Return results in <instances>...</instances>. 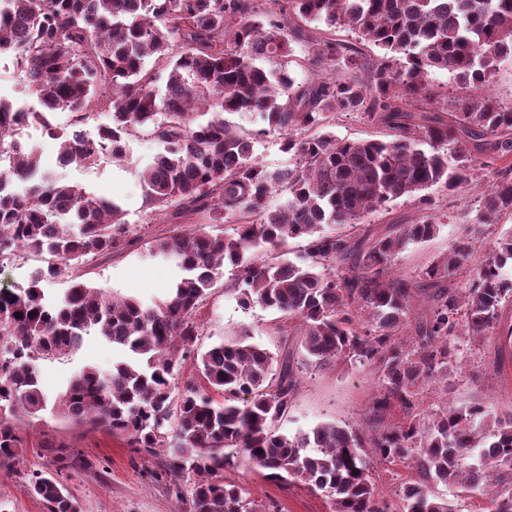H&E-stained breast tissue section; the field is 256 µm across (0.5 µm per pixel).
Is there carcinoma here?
Returning a JSON list of instances; mask_svg holds the SVG:
<instances>
[{
  "label": "carcinoma",
  "mask_w": 512,
  "mask_h": 512,
  "mask_svg": "<svg viewBox=\"0 0 512 512\" xmlns=\"http://www.w3.org/2000/svg\"><path fill=\"white\" fill-rule=\"evenodd\" d=\"M294 17L349 31L355 42L316 36L290 24ZM295 42L325 74L295 81ZM361 43L381 54L365 55ZM507 56L512 0H266L263 9L255 0H0V58L20 68L39 104L27 110L0 97V159L8 162L0 169V253L54 258L27 285L0 291V467L14 464L21 445L16 417L35 419L50 407L123 434L133 448L164 449V471L191 481L187 498L173 488L187 512H263L244 486L220 475L238 456L266 479L327 493L332 512H456L440 485L462 500L487 497L486 512H512V417L480 405L420 410L427 385L442 384L448 397L460 339L494 333L512 302V280L501 275L512 263V231L474 261L481 227L512 214V105L487 90ZM434 69L447 70L463 92L451 112L429 82ZM97 111L110 123L93 136L77 133ZM57 112L71 116L63 132L51 122ZM244 112L278 129L299 165L285 174L261 165L254 143L265 130L246 137L226 119ZM351 113L389 139H337L328 127ZM32 123L58 141L63 166L120 161L128 138L148 129L162 147L140 174L153 216L174 208L236 232L201 227L155 240L184 276L154 306L89 285L81 266L131 245L130 224L116 203L50 174L22 193L5 189L37 173L39 155L15 135ZM480 179L486 188L470 236L415 278L393 276L395 256L439 225L423 215L376 235L363 218L401 198L433 210L426 190ZM276 193L284 200L272 208ZM347 224L354 232L325 230ZM290 239L305 242L304 263L257 259ZM226 266L242 307L297 323L311 366L346 359L374 367L370 439L336 424L279 432L299 384L293 367L244 339L198 348V312ZM49 279L69 282L67 293L49 297L41 288ZM422 295L428 306L419 314ZM90 336L132 360L107 372L85 365L49 401L37 362ZM189 359L196 376L176 394L172 381ZM375 463L405 464L414 477L390 498L373 477ZM29 491L47 512H78L54 477L32 473Z\"/></svg>",
  "instance_id": "carcinoma-1"
}]
</instances>
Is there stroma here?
Returning a JSON list of instances; mask_svg holds the SVG:
<instances>
[{"label": "stroma", "mask_w": 512, "mask_h": 512, "mask_svg": "<svg viewBox=\"0 0 512 512\" xmlns=\"http://www.w3.org/2000/svg\"><path fill=\"white\" fill-rule=\"evenodd\" d=\"M21 140L38 146L42 168L118 202L136 231L137 240L132 247L87 261L83 266L85 281L115 296L135 297L148 305L163 300L183 272L175 261L153 254L155 239L177 231L191 232L203 225L205 218L189 214L150 220L140 173L159 152V144L144 133L128 139L121 162L104 157L91 166L60 168L56 165L58 144L40 128L25 129ZM478 194L475 187L447 193L432 190L436 200L434 216L440 230L429 241L403 249L393 261V275L415 278L422 268L447 254L451 243L462 236L465 216L475 209ZM228 282V277H220L199 311L204 324L199 347L244 334L250 343L267 349L277 361H290L300 385L287 416L277 424L280 432L293 435L333 423L371 435L366 416L379 391L373 368L346 360L323 368L308 367L299 336L281 335L280 314L259 306L242 308L235 295L227 291ZM511 327L512 305L508 304L500 312L498 333L462 340V368L448 378L451 391L445 399L451 405L480 403L503 417L512 413V342L505 336ZM123 357V352L92 336L80 349L41 362L42 383L54 394L83 366L93 364L107 370ZM17 425L23 443L15 464L0 467V512H46L28 491V479L36 471L62 481L76 499L78 512H183L182 503L172 491V477L161 471V456L130 447L125 436L51 415L34 425L22 416ZM61 447L83 454L90 460V468L59 469L56 454ZM223 475L225 480L250 490L266 510L272 507L276 512H331V501L324 493L310 491L299 483L263 479L242 458H235Z\"/></svg>", "instance_id": "1"}]
</instances>
